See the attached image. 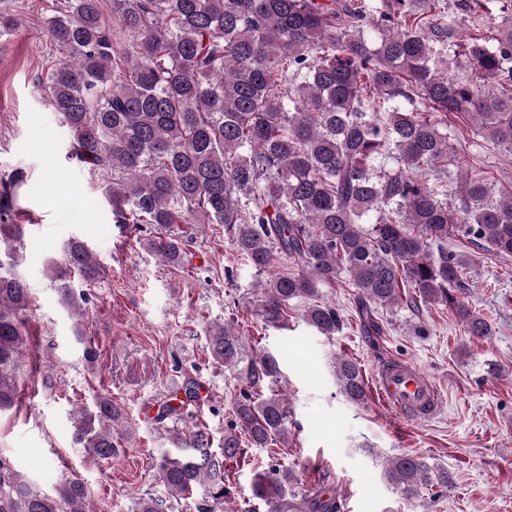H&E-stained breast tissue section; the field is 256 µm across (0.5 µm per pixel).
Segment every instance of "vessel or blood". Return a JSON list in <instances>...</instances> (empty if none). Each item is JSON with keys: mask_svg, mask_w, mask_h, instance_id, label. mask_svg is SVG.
Returning a JSON list of instances; mask_svg holds the SVG:
<instances>
[{"mask_svg": "<svg viewBox=\"0 0 512 512\" xmlns=\"http://www.w3.org/2000/svg\"><path fill=\"white\" fill-rule=\"evenodd\" d=\"M375 387L381 402L408 422H422L440 410L439 393L415 365L391 362L380 367Z\"/></svg>", "mask_w": 512, "mask_h": 512, "instance_id": "obj_1", "label": "vessel or blood"}]
</instances>
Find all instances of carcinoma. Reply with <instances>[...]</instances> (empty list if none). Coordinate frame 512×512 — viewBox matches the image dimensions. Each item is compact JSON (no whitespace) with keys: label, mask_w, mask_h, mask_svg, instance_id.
<instances>
[{"label":"carcinoma","mask_w":512,"mask_h":512,"mask_svg":"<svg viewBox=\"0 0 512 512\" xmlns=\"http://www.w3.org/2000/svg\"><path fill=\"white\" fill-rule=\"evenodd\" d=\"M59 2L44 28L61 60L38 87L68 130L67 157L101 176L118 223L150 228L144 245L157 259L182 264L173 225L222 224L237 254L267 275L254 284L267 328H288L302 303L308 326L335 335L343 315L321 288L345 275L369 336L383 333L373 308L403 301L447 308L473 338L493 335L465 301L474 255L448 239L512 256V190L495 191L482 169L450 176L454 146L441 128L450 115L468 120L472 134L512 154V0H496L492 26L487 0ZM461 15L471 22L465 35ZM16 186L0 182V415L22 406L16 369L31 343L32 293L15 273L26 236L13 219ZM47 272L81 321L85 289L103 277L92 248L70 238ZM75 340L93 366L91 338L80 329ZM207 345L248 385L232 403L222 453L200 427L178 428L201 400L184 381L155 419L175 444L156 463L165 496L140 498L137 512H169L199 491L196 512H215L230 494L228 462L247 445L288 441L286 394L254 396L281 375L279 358L247 354L228 323L210 327ZM332 368L340 393L365 403L360 365L341 356ZM124 419L121 404L96 395L70 413L72 447L112 459V426ZM383 475L408 497L451 486L448 470L414 455L387 458ZM297 484L275 466L255 475L251 497L266 512H341L336 495ZM0 512H90V494L75 473L40 489L0 457Z\"/></svg>","instance_id":"cac0c4a2"}]
</instances>
